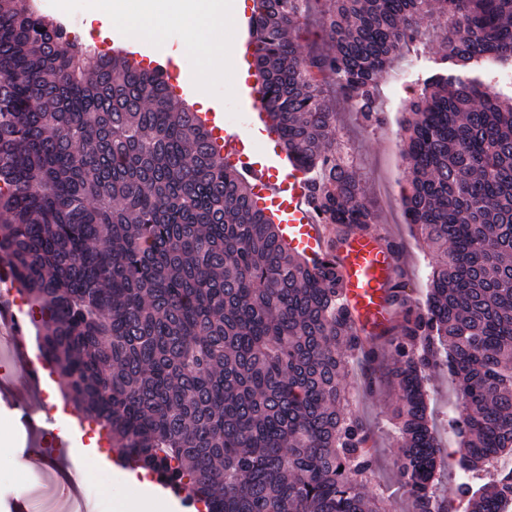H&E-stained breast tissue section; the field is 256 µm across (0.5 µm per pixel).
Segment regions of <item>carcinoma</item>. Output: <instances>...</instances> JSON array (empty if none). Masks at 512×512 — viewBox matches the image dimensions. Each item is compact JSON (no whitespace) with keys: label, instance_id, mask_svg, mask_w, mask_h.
Returning a JSON list of instances; mask_svg holds the SVG:
<instances>
[{"label":"carcinoma","instance_id":"1","mask_svg":"<svg viewBox=\"0 0 512 512\" xmlns=\"http://www.w3.org/2000/svg\"><path fill=\"white\" fill-rule=\"evenodd\" d=\"M256 0L252 67L310 204L336 239L377 214L334 146L336 85L369 124L379 86L428 31L458 74L408 102L402 201L435 254L425 307L397 281L394 324L362 336L334 261L309 265L224 163L211 130L156 70L97 54L30 0H0V261L40 315L62 398L124 466L165 478L205 512H390L351 410L360 355L398 400L396 473L412 512L434 496L443 446L425 382H458L465 472L512 454V97L470 73L512 68V0ZM507 484L459 485L463 512H496Z\"/></svg>","mask_w":512,"mask_h":512}]
</instances>
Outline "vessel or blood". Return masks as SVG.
Wrapping results in <instances>:
<instances>
[{"instance_id": "1", "label": "vessel or blood", "mask_w": 512, "mask_h": 512, "mask_svg": "<svg viewBox=\"0 0 512 512\" xmlns=\"http://www.w3.org/2000/svg\"><path fill=\"white\" fill-rule=\"evenodd\" d=\"M202 119L214 134L223 136L227 152L238 151L237 137L223 128V113L207 112ZM245 179L262 186L270 197L273 220L290 249L311 264L324 262L328 254H335L346 281L342 300L351 311L357 329L369 333L387 326L394 315L388 294L395 283L398 262L383 237L375 231L353 233L336 248H329L325 227L319 224L309 203V180L305 173L256 164L246 169ZM15 288L11 268L1 263L0 344L9 346L15 362L22 367L23 382L18 386L0 385V397L8 399L12 409L19 412L25 429L36 439L45 440L50 447H70L72 440L68 432L43 403V373L47 365L25 345L28 321L16 307Z\"/></svg>"}]
</instances>
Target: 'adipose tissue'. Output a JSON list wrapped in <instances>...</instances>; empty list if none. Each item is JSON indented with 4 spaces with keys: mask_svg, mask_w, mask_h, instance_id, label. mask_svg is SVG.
<instances>
[{
    "mask_svg": "<svg viewBox=\"0 0 512 512\" xmlns=\"http://www.w3.org/2000/svg\"><path fill=\"white\" fill-rule=\"evenodd\" d=\"M103 14L123 20L135 39H158L178 34L190 43L202 72L220 79L234 62L233 49L224 40L228 17L224 0H102Z\"/></svg>",
    "mask_w": 512,
    "mask_h": 512,
    "instance_id": "ef3b65f1",
    "label": "adipose tissue"
}]
</instances>
